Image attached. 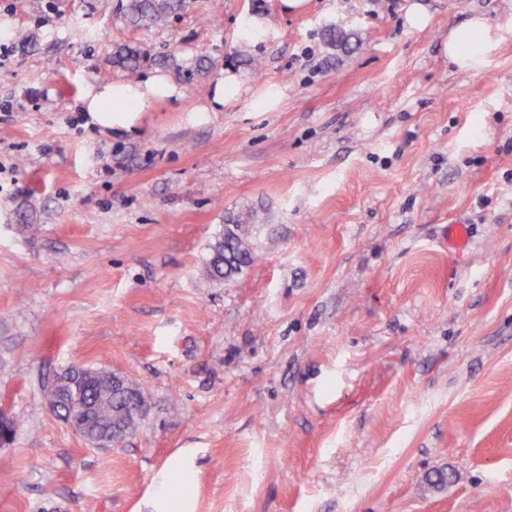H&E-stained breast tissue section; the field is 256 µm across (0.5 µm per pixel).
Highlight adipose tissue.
<instances>
[{
  "label": "adipose tissue",
  "instance_id": "obj_1",
  "mask_svg": "<svg viewBox=\"0 0 512 512\" xmlns=\"http://www.w3.org/2000/svg\"><path fill=\"white\" fill-rule=\"evenodd\" d=\"M491 47L485 20L475 18L449 35L445 50L459 68L468 70L478 67ZM179 94V89L167 75L156 71L133 82L92 86L80 99L79 106L91 125L109 130H129L149 103L175 98Z\"/></svg>",
  "mask_w": 512,
  "mask_h": 512
}]
</instances>
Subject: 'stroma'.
I'll return each instance as SVG.
<instances>
[{
  "instance_id": "1",
  "label": "stroma",
  "mask_w": 512,
  "mask_h": 512,
  "mask_svg": "<svg viewBox=\"0 0 512 512\" xmlns=\"http://www.w3.org/2000/svg\"><path fill=\"white\" fill-rule=\"evenodd\" d=\"M475 17L493 47L461 71ZM0 25V512H172L175 470L184 512H512V0H194L163 29L0 0ZM126 43L180 95L103 132L76 102ZM240 211L254 261L207 281ZM80 366L143 390L121 445L50 406ZM492 40L482 18L472 19L465 27L453 31L445 46L448 58L461 69L478 67L491 50ZM442 241L448 245V249L460 251L468 248L471 242L469 226L462 221L445 225L442 230Z\"/></svg>"
}]
</instances>
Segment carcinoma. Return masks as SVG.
Here are the masks:
<instances>
[{
    "label": "carcinoma",
    "instance_id": "carcinoma-1",
    "mask_svg": "<svg viewBox=\"0 0 512 512\" xmlns=\"http://www.w3.org/2000/svg\"><path fill=\"white\" fill-rule=\"evenodd\" d=\"M193 0H121V10L126 22L136 27L166 25L171 18L188 11ZM353 34L345 29L332 26L325 33L326 45L331 49L345 48ZM140 50L131 44L117 48L112 54V63L127 73H134L140 66ZM253 215L242 212L227 219L224 233L210 244L206 260L207 277L213 281H230L248 267L254 252L242 226L252 223ZM96 385L87 392L72 394L73 386L65 382L51 388V396L71 393L66 411L77 412L86 405L94 407L88 425V440L109 428L128 435L136 431L144 419L145 400L143 393L127 378L112 375L107 371H95Z\"/></svg>",
    "mask_w": 512,
    "mask_h": 512
}]
</instances>
